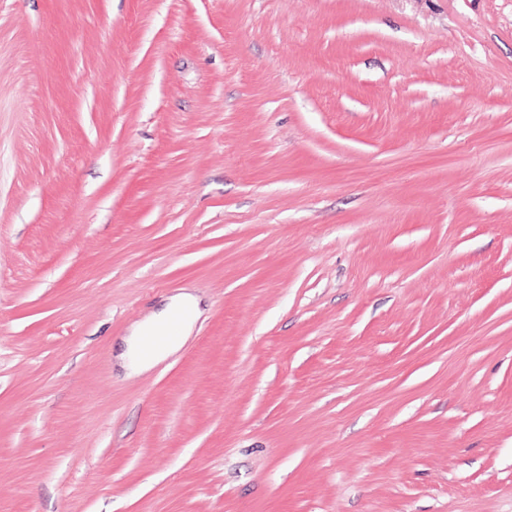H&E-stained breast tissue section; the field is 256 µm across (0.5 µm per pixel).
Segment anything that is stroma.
<instances>
[{
  "mask_svg": "<svg viewBox=\"0 0 512 512\" xmlns=\"http://www.w3.org/2000/svg\"><path fill=\"white\" fill-rule=\"evenodd\" d=\"M0 512H512V0H0ZM176 311L183 313V318L176 326L168 342L157 349L144 345L146 336L161 330H168L172 314ZM199 315L198 304L190 295H184L168 305L163 316L142 324L128 339V350L121 355L128 366L144 369L154 365L177 349L180 342L188 336L190 329Z\"/></svg>",
  "mask_w": 512,
  "mask_h": 512,
  "instance_id": "stroma-1",
  "label": "stroma"
}]
</instances>
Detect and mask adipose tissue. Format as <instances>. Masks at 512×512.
<instances>
[{
    "mask_svg": "<svg viewBox=\"0 0 512 512\" xmlns=\"http://www.w3.org/2000/svg\"><path fill=\"white\" fill-rule=\"evenodd\" d=\"M182 312L183 318L178 326H171L173 312ZM199 314L196 300L189 295L180 297L167 307L166 315L142 324L128 340L125 359L128 366L144 369L154 365L177 349L180 342L188 336L190 329ZM170 330L171 336L162 347L151 349L145 346L146 336L161 330Z\"/></svg>",
    "mask_w": 512,
    "mask_h": 512,
    "instance_id": "1",
    "label": "adipose tissue"
}]
</instances>
